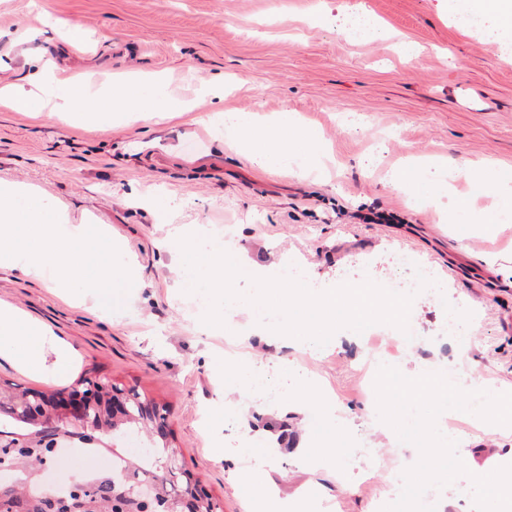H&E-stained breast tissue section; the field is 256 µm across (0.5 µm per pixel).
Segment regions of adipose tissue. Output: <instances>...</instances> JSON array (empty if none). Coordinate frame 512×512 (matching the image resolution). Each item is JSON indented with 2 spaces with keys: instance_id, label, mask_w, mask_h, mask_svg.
<instances>
[{
  "instance_id": "1",
  "label": "adipose tissue",
  "mask_w": 512,
  "mask_h": 512,
  "mask_svg": "<svg viewBox=\"0 0 512 512\" xmlns=\"http://www.w3.org/2000/svg\"><path fill=\"white\" fill-rule=\"evenodd\" d=\"M452 9L459 15L483 18L488 37L503 49L512 48V0H453ZM0 105L17 112H52L71 126L109 125L131 112L152 120L194 109L192 101L175 96L156 75L133 72L91 88L57 78L46 65L29 81L1 85ZM211 123L220 139L248 153L260 168H286L305 177L319 166L321 150L315 135L302 129L291 111L265 123L254 112L224 108L212 114ZM428 165V159H411L391 175L388 187L418 197L436 194L437 186L426 178ZM2 241L9 242L10 248L0 253V262L50 288L79 268L83 288L104 298L110 294L108 282L131 275L127 266H109L98 258L103 251L123 255L125 245L120 239L94 224L64 223L54 204L22 184H0ZM2 355L26 373L54 377L66 376L78 357L73 346L56 339L45 323L0 300Z\"/></svg>"
}]
</instances>
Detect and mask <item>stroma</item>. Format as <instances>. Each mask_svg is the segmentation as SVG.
<instances>
[{
	"label": "stroma",
	"instance_id": "1",
	"mask_svg": "<svg viewBox=\"0 0 512 512\" xmlns=\"http://www.w3.org/2000/svg\"><path fill=\"white\" fill-rule=\"evenodd\" d=\"M350 2L0 0V59L10 65L1 79L22 76L27 59L39 56L95 82L156 72L196 103L194 111L160 122L133 118L101 127L0 106V182L39 190L70 223L108 228L123 240L136 274L134 287L114 284L121 303L108 309L77 279L67 281L65 298L20 270H0V299L49 325L78 352L63 378L26 375L0 357V382L67 391L96 376L138 388L165 405L174 447L223 512H248L255 489L231 472L258 464L280 497L305 496L333 512H371V492L388 503L400 494L387 485L385 464L404 455L415 462L420 453L374 424L378 409L362 398L359 384L365 367L380 363L358 336L296 349L272 332L275 316L262 321L234 305L224 315L231 335L203 334L196 296L177 282L183 258L170 243L176 230L218 246L233 243L249 264L292 259L322 288L375 279L391 251L416 256L447 283L448 300L415 298L411 322L425 336L451 323L462 334L424 358L400 353L397 368L413 378L425 373L426 359L451 356L459 387L483 381L512 392V272L496 263L512 259V223L487 230L452 223L448 215L450 203L463 197L474 208L488 206L497 185L460 179L449 182L447 195L410 202L385 185L410 155L440 158L451 170L490 162L512 184V55L462 27L451 0H365L377 19L419 45L413 58L367 38L352 42L336 27L338 8ZM70 23L84 30L76 47L68 42ZM217 81L224 99L199 98L202 86ZM223 105L262 116L294 111L320 137L326 170L303 179L259 170L245 152L217 142L207 116ZM356 115L362 127L353 132L348 123ZM379 139L383 151L364 167ZM154 196L171 207L152 208ZM237 357L257 366L269 392L235 383L224 361ZM297 372L332 399L337 423L289 407ZM206 411L222 421L221 440L201 429ZM437 426L454 432L459 457L512 463V427L472 424L461 411L440 415ZM265 428L287 429L295 443L308 440L315 465L294 455L269 459ZM340 430L349 437L346 475L342 461H319ZM98 444L83 468L48 473V482L111 471L113 452L129 451L125 437ZM369 469L370 490L363 486ZM429 494L436 512H475L467 476Z\"/></svg>",
	"mask_w": 512,
	"mask_h": 512
}]
</instances>
